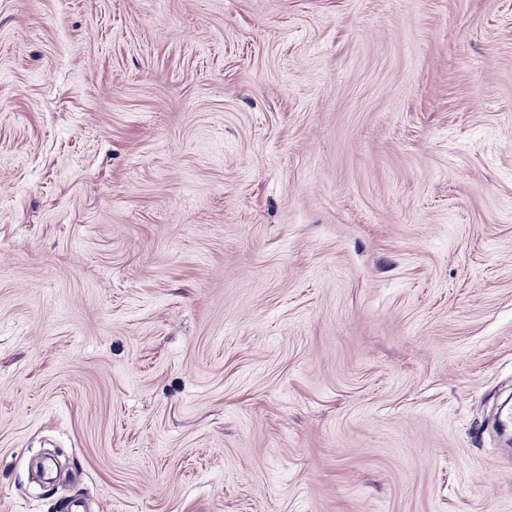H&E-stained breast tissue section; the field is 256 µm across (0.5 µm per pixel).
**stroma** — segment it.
Returning <instances> with one entry per match:
<instances>
[{
  "instance_id": "35a3bbf8",
  "label": "stroma",
  "mask_w": 512,
  "mask_h": 512,
  "mask_svg": "<svg viewBox=\"0 0 512 512\" xmlns=\"http://www.w3.org/2000/svg\"><path fill=\"white\" fill-rule=\"evenodd\" d=\"M512 0H0V512H512Z\"/></svg>"
}]
</instances>
